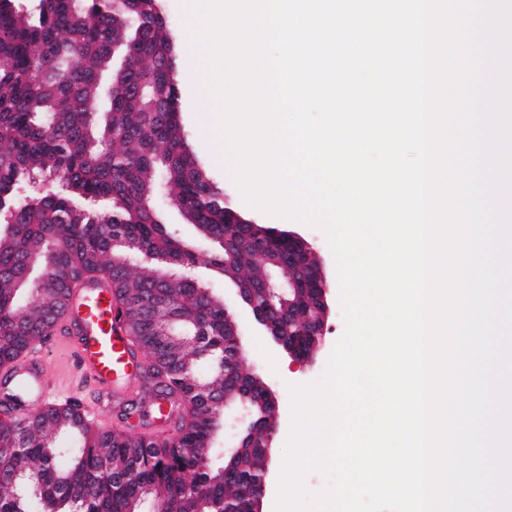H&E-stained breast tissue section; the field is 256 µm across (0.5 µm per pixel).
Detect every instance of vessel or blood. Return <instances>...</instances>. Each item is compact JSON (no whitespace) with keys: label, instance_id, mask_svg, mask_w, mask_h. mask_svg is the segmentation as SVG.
<instances>
[{"label":"vessel or blood","instance_id":"vessel-or-blood-1","mask_svg":"<svg viewBox=\"0 0 512 512\" xmlns=\"http://www.w3.org/2000/svg\"><path fill=\"white\" fill-rule=\"evenodd\" d=\"M67 323L81 332L78 356L85 370L100 384H117L131 377L134 361L130 343L115 319V301L104 288L84 284L71 301ZM26 395L44 396L43 365L40 357L23 361L9 383Z\"/></svg>","mask_w":512,"mask_h":512}]
</instances>
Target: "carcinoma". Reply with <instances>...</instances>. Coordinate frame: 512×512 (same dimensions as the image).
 Wrapping results in <instances>:
<instances>
[{"mask_svg":"<svg viewBox=\"0 0 512 512\" xmlns=\"http://www.w3.org/2000/svg\"><path fill=\"white\" fill-rule=\"evenodd\" d=\"M123 56L113 66L115 54ZM177 57L159 0H38L26 11L0 0V369L9 373L47 343L80 284L103 279L127 334L144 352V379L163 386L183 413L172 434H131L93 425L77 401L52 403L0 424V512H252L264 469L258 447L276 408L259 398L263 382L237 365L210 367L205 351H234L224 304L194 278L135 272L119 253L143 260L166 252L197 261L193 241L174 236L149 200L160 186L196 237L217 245L206 261L242 288L288 265V238L248 224L189 147L179 120ZM101 122L115 138L91 145ZM50 177L56 188L20 198V184ZM106 207H92L95 202ZM36 293H31L33 282ZM34 302L22 303L27 294ZM274 323L285 339L308 341L314 316ZM250 395L256 432L229 475L212 465L224 427V397ZM68 432L73 448L55 446Z\"/></svg>","mask_w":512,"mask_h":512,"instance_id":"cac0c4a2","label":"carcinoma"}]
</instances>
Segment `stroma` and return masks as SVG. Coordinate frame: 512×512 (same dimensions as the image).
I'll use <instances>...</instances> for the list:
<instances>
[{"mask_svg":"<svg viewBox=\"0 0 512 512\" xmlns=\"http://www.w3.org/2000/svg\"><path fill=\"white\" fill-rule=\"evenodd\" d=\"M190 77L180 72L181 92L180 121L191 148L208 168L213 180L224 188L233 208L241 215L255 219L262 224L276 223L282 229L295 231L312 242L323 263L330 284L329 300L331 314L325 328L323 346L313 364L299 366L291 362L287 353L273 344L255 328L246 310L237 312L238 322L243 333L248 334L242 362L244 367L260 376L275 391L279 406V427L274 441V457L270 465L267 490L263 499V512H274L279 473L283 459V449L290 430L291 408L288 392L289 384H305L318 380L325 372L328 358L344 330L339 303V282L333 253L324 234L303 223L272 219L271 216L249 207L242 199L230 172L217 155V142L211 127L210 101L197 98L189 89ZM77 340L75 334H67L54 346H40L46 366V379L51 393L57 399L77 398L89 409L93 419L105 427L117 424L123 414L125 403L134 397L137 382L105 387L98 384L89 373L83 371L76 361Z\"/></svg>","mask_w":512,"mask_h":512,"instance_id":"1","label":"stroma"}]
</instances>
